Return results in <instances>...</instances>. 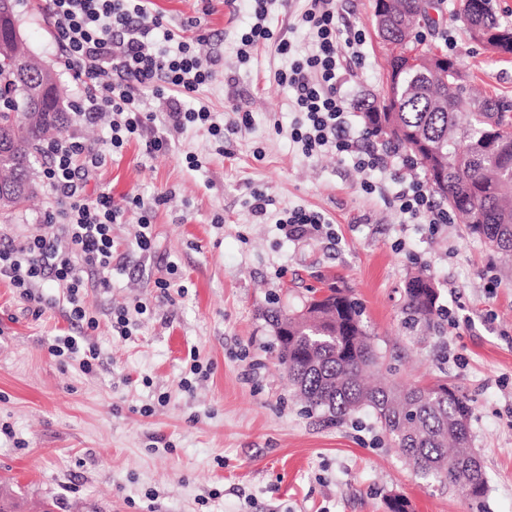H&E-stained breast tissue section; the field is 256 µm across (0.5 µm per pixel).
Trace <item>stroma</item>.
<instances>
[{"mask_svg":"<svg viewBox=\"0 0 512 512\" xmlns=\"http://www.w3.org/2000/svg\"><path fill=\"white\" fill-rule=\"evenodd\" d=\"M375 2H336L341 28L365 36L361 63L342 73L353 107L387 87ZM44 5L23 0L18 24L71 105L80 91ZM458 6L441 0L420 28L425 46L457 60L479 92L512 97V55L474 44ZM148 7L195 38L198 56L216 72L198 92L216 121L230 126L246 111L252 124L227 135L220 156L206 131L157 125L168 152L150 158L144 143L129 141L88 182L87 194L119 202L138 193L155 205L150 253L135 246L137 216L127 214L112 227L111 288L93 279L84 291L98 320L85 332L100 351L93 372L48 350L52 337L76 333L59 288L45 281L37 304L0 279V489L16 512H388L394 493L413 512H512V257L456 218L435 230L404 222L394 180L424 178L407 150L383 174L359 171L332 151L305 157L291 138V95L275 79L287 57L269 44L249 61L238 55V37L253 22L246 0ZM189 152L201 168H189ZM368 180L377 186L370 194ZM257 190L271 200L262 217L250 209ZM52 206L40 191L0 218V232L46 233ZM295 207L324 216L334 239L287 238L276 221ZM171 263L177 273L164 298L154 282ZM421 271L439 294L440 310L427 323L410 321L406 310L407 283ZM331 286L362 303L392 381L444 379L470 399L471 444L487 481L483 508L417 477L371 409L336 423L305 412L261 312L274 302L294 311L310 291ZM138 301L148 310L137 331L116 336L113 310ZM194 360L202 374H190Z\"/></svg>","mask_w":512,"mask_h":512,"instance_id":"35a3bbf8","label":"stroma"}]
</instances>
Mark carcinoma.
Masks as SVG:
<instances>
[{
	"label": "carcinoma",
	"instance_id": "cac0c4a2",
	"mask_svg": "<svg viewBox=\"0 0 512 512\" xmlns=\"http://www.w3.org/2000/svg\"><path fill=\"white\" fill-rule=\"evenodd\" d=\"M473 10L460 0L459 14L469 37L475 30L512 32L498 20L492 0ZM18 0H0V183L12 187L0 195V212L25 206L37 187L33 162L40 144L69 123L56 76L44 79L45 91H32L11 64L20 54L39 62L26 43L14 36ZM434 0H390L384 25L389 46L388 70L398 82L387 85L381 102L358 104L364 129L414 154L434 191L463 220L468 232L487 246L512 256V100L475 95L459 65L433 69L440 59L412 39L429 19ZM412 320H428L437 310L438 294L427 276L411 278L406 287ZM279 343L278 360L309 413L343 420L363 408L373 410L382 432L408 460L413 472L431 485L454 490L479 507L486 493L480 459L470 446V401L445 381L432 385L368 386L364 375L383 362L368 336L362 307L347 290L330 286L292 314L267 311Z\"/></svg>",
	"mask_w": 512,
	"mask_h": 512
}]
</instances>
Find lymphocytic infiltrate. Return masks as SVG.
I'll return each mask as SVG.
<instances>
[{"instance_id": "1", "label": "lymphocytic infiltrate", "mask_w": 512, "mask_h": 512, "mask_svg": "<svg viewBox=\"0 0 512 512\" xmlns=\"http://www.w3.org/2000/svg\"><path fill=\"white\" fill-rule=\"evenodd\" d=\"M255 21L240 37L241 58H249L258 45L275 43L278 53L293 50L288 39L275 38L267 25L270 0H250ZM54 21L55 39L65 53L69 70L83 88L76 118L91 124L108 119V142L120 151L133 139H144L148 156L167 151L161 137L145 138L157 120L182 130L206 129L216 143H223L224 128L205 106L189 98L213 81L215 74L195 53L193 40L175 37L165 29L161 16L153 14L146 0H47ZM300 22L315 40L313 52L294 59L278 81L293 89L297 116L292 137L306 155L331 148L337 154L353 155L358 167L384 172L387 162L374 148L358 149L350 135V113L339 89V72L348 50L360 46L361 31L341 29L335 0H306ZM162 31L166 47H158L154 31ZM166 95L164 115L144 111L146 95ZM47 162L41 180L50 192L55 209L48 215L58 229L20 242L0 244V278L9 279L26 299L43 280L54 281L63 290L71 323L97 326L83 303L86 278L97 274L101 287H108L112 268V227L126 213L137 215L135 245L150 251L148 234L152 210L142 198L86 195L85 186L106 161L104 153L88 147L76 134L63 135L44 149ZM394 199L400 214L420 224H444L447 211L437 208L423 183L400 180Z\"/></svg>"}]
</instances>
